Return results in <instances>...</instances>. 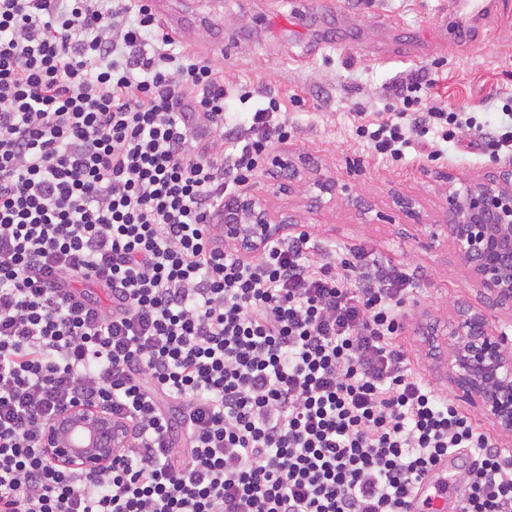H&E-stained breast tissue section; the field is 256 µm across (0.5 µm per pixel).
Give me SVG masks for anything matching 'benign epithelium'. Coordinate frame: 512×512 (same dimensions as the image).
Wrapping results in <instances>:
<instances>
[{
    "instance_id": "1",
    "label": "benign epithelium",
    "mask_w": 512,
    "mask_h": 512,
    "mask_svg": "<svg viewBox=\"0 0 512 512\" xmlns=\"http://www.w3.org/2000/svg\"><path fill=\"white\" fill-rule=\"evenodd\" d=\"M448 202L441 224L418 221L433 244L444 238L467 270L469 279L493 307L506 313L493 321L487 313L459 308L445 328L450 365L459 400L479 408L495 429L512 438V166L504 165L481 180L446 174ZM336 184L318 178L306 189L307 204L318 208ZM223 241L239 245L250 257L299 231L298 223L271 207L246 180L222 211ZM131 442V429L112 421L103 407L74 405L58 413L47 428L44 446L54 463L101 472L117 450Z\"/></svg>"
}]
</instances>
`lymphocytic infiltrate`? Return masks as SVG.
Instances as JSON below:
<instances>
[{
  "label": "lymphocytic infiltrate",
  "mask_w": 512,
  "mask_h": 512,
  "mask_svg": "<svg viewBox=\"0 0 512 512\" xmlns=\"http://www.w3.org/2000/svg\"><path fill=\"white\" fill-rule=\"evenodd\" d=\"M428 86L357 138L437 162L466 125L512 154V106L486 128ZM233 96L146 0H0V512H413L451 454L459 512H512V456L396 341L412 274L307 233L215 245L289 135L280 98L239 123ZM74 404L131 427L111 469L48 458ZM447 467H448V464L446 466L445 461L442 462L440 465L437 466V468L429 476H427L418 485L417 493H416V498H415V504H414V510H415V508L418 505L417 509H419V511H417V512H424V511L421 510L422 509V504L421 503L418 504V502L425 495H426L425 500L427 502H429V504H430L429 511H431V512H442V511L445 510L443 502L441 500H439L436 497L435 494H428V492L430 491L431 488H434L436 490V488H435V486L433 484V477H434V475H436L437 473L443 472Z\"/></svg>",
  "instance_id": "obj_1"
}]
</instances>
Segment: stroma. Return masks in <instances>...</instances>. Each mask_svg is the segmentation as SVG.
Segmentation results:
<instances>
[{
  "label": "stroma",
  "instance_id": "35a3bbf8",
  "mask_svg": "<svg viewBox=\"0 0 512 512\" xmlns=\"http://www.w3.org/2000/svg\"><path fill=\"white\" fill-rule=\"evenodd\" d=\"M483 15L459 10L446 22L443 0H165L169 12L196 26L186 51L212 58L224 80L251 90L253 104L277 96L293 129L275 150L290 168L264 164L257 177L273 204L299 212L317 240L345 253L362 246L383 263L416 275L407 294L399 342L413 368L454 393L440 330L454 302L484 300L445 243L426 248L417 225L396 201L412 200L423 218L439 220L447 205L445 174L480 177L500 167L485 141L461 133L436 164L409 151L395 165L373 156L354 135L357 113L374 120L401 86L428 72L434 105L464 107L478 123L494 122L512 98V0H491ZM492 38H485L486 30ZM412 54L402 62L400 54ZM304 99L296 107L290 97ZM334 178L335 203L303 211L288 183Z\"/></svg>",
  "mask_w": 512,
  "mask_h": 512
}]
</instances>
